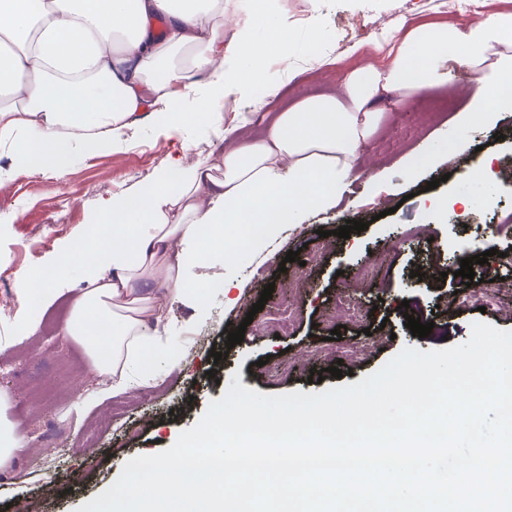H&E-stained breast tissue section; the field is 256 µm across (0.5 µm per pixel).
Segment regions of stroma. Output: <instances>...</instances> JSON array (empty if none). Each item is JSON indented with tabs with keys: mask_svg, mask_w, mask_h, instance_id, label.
I'll return each mask as SVG.
<instances>
[{
	"mask_svg": "<svg viewBox=\"0 0 512 512\" xmlns=\"http://www.w3.org/2000/svg\"><path fill=\"white\" fill-rule=\"evenodd\" d=\"M266 24L252 32L254 48L267 49L275 41L280 22L288 32L282 51L287 64L272 63L258 85L238 95V111L256 113L247 135L258 138L278 112L302 100L338 93L340 75L374 62L388 65L386 55L374 45L383 33L422 24L464 28L512 12V0H483L478 11H467L463 0H265ZM386 18L384 29H360L355 22ZM323 50L310 60L312 44ZM476 87V77L461 66L449 68L438 85L403 106L385 110L379 128L362 149L361 170L352 177L348 192L335 209L312 212L301 227L281 225L264 253H241L232 275L246 288L234 307L224 305V295L209 292L205 309L177 304L166 310L159 341L148 356L158 379L151 400H140L141 385L98 402L95 392L102 379L92 376L87 356L76 343L64 341L67 322L81 286L80 270H73L64 292L38 316L51 319L54 332L17 336L19 317L18 276L54 265L92 225L102 219L101 200L109 194L129 193L140 181L162 168L169 155L191 164L224 148L221 133L233 121L224 110L201 107L181 115L180 134L167 136L161 120L146 117L127 130L111 149L87 152L74 149L61 173L32 172L20 167L8 150H0V295L7 296L8 313L0 312V355L12 351L42 355L41 363L24 376L0 369V389L10 394L6 415L17 435L31 439L52 424H64L70 438L56 459L25 452L0 469V512L15 501H29L32 512H75L119 477L124 464L139 454H154L175 444L180 433L194 426L211 401L227 391L232 377L267 395L294 391L321 392L352 383L375 373L404 348L432 351L468 341L471 325L489 323L512 330V264L500 255L512 250V238L493 234L497 224L512 225V184L500 181L468 184L465 172L487 153L512 155V107L500 109L493 127L476 125L457 130L452 115L425 118L428 98L455 92L458 109H465ZM462 134L470 144L464 153H449L448 138ZM435 141L438 162L409 176L403 160L418 146ZM382 170L386 180L375 187L369 176ZM437 188H430V181ZM475 197L472 207L463 201ZM349 220L369 227L351 238L336 237L335 229ZM425 226L428 239L416 233ZM332 231L331 248H324L323 231ZM298 252L305 267L286 262L288 251ZM489 252L487 263L475 265L476 275L491 272L505 278L496 305L478 311L456 303V290L465 278L456 271L460 259ZM377 266L372 287L359 290L356 320L339 318L329 323L343 286L354 283L366 260ZM438 262L447 274L443 285L412 277L417 267ZM304 272L303 298L298 316L287 332L257 330L274 311L287 307L288 283L296 270ZM273 287L271 298L259 313H252L262 290ZM408 302L423 320L441 323L442 334L419 339L405 328L401 302ZM244 339L227 347L228 325H244ZM340 337H332L334 325ZM220 359H213V352ZM177 367H169V358ZM341 366L342 377L326 375V368ZM49 387L45 399L30 403L20 393L24 380ZM121 415L88 445L85 425L108 415L114 407Z\"/></svg>",
	"mask_w": 512,
	"mask_h": 512,
	"instance_id": "obj_1",
	"label": "stroma"
}]
</instances>
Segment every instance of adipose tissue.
<instances>
[{"label": "adipose tissue", "mask_w": 512, "mask_h": 512, "mask_svg": "<svg viewBox=\"0 0 512 512\" xmlns=\"http://www.w3.org/2000/svg\"><path fill=\"white\" fill-rule=\"evenodd\" d=\"M227 0H0V145L20 164L60 171L74 145L95 152L152 108L175 103L206 77L204 94L219 101L242 92L255 63L224 61L226 31L246 54L251 30L266 12H228ZM391 63L348 72L341 92L280 112L262 137L244 134L246 119L225 127L223 153L187 165L173 157L135 191L105 199L103 231L91 253L73 246L49 269L19 280L21 304L45 307L54 283L83 270L63 336L82 346L91 372L109 392L127 387L132 356H145L150 321L175 303L201 306L206 290L187 278L205 242L223 246L225 264L241 247L254 250L284 224L301 225L332 209L361 165L384 97L393 106L441 81L448 61L470 70L477 85L463 128L493 124L512 106V13L466 29L420 27L382 42ZM456 56H448L447 46ZM223 177H216V170ZM229 224H258L246 245L224 237Z\"/></svg>", "instance_id": "obj_1"}]
</instances>
